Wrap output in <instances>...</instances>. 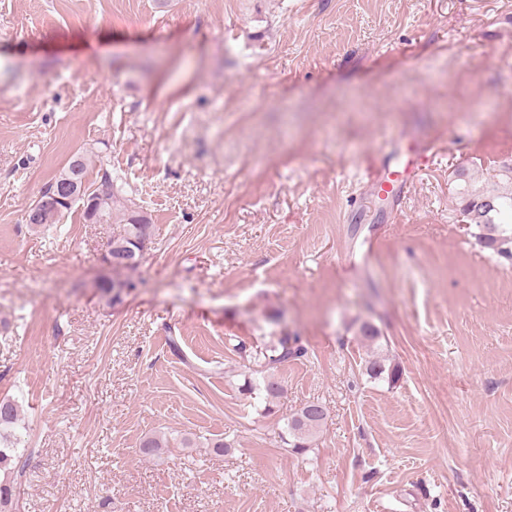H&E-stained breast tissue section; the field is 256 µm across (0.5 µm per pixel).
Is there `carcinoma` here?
I'll return each instance as SVG.
<instances>
[{"label": "carcinoma", "instance_id": "1", "mask_svg": "<svg viewBox=\"0 0 512 512\" xmlns=\"http://www.w3.org/2000/svg\"><path fill=\"white\" fill-rule=\"evenodd\" d=\"M88 159L85 154L74 155L52 178L55 185L76 194H82L92 201L91 210L83 211L86 222L90 224H118L120 232L112 238L121 242L135 252L144 250L151 238L149 218L137 207L133 199L126 194L123 186L118 184L120 177L104 173L100 183L94 189L86 186ZM46 195L42 194L32 202L25 213L28 224H58L71 210L72 205L65 200L44 203ZM462 215L465 223L477 228L475 237L485 247L498 255L512 258V228L504 227L499 221L503 215L512 220V191L503 193L497 188L482 191L463 192ZM306 349L297 336H282L278 341L257 353L258 369L254 373L261 375V380L247 379L242 390L257 393L265 403V411L270 413L284 396L286 389L281 380L275 377L272 369L291 358L301 357ZM367 373L372 377L387 374L391 382L400 378V371L393 367L386 369L378 358L368 362ZM327 418L323 405L319 403L304 404L287 418V444L297 453L311 448L314 437ZM19 423V408L15 401L0 400V472L8 475L13 471H23L19 466L22 455L14 447L12 438ZM163 448L162 440L150 435L139 444V453L151 457Z\"/></svg>", "mask_w": 512, "mask_h": 512}]
</instances>
